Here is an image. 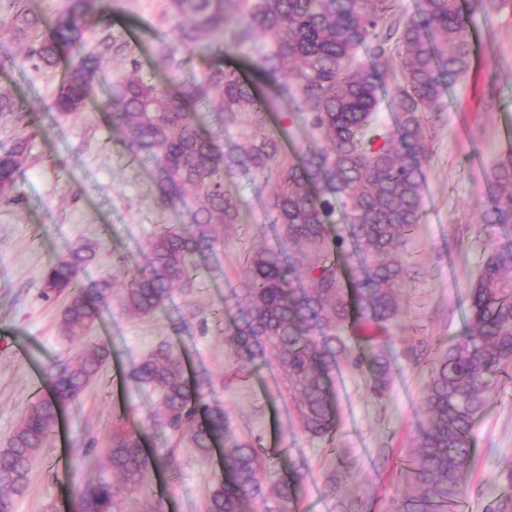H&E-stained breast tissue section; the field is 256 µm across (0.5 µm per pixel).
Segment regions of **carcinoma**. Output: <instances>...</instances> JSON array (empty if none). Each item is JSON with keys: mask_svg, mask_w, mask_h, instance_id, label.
I'll list each match as a JSON object with an SVG mask.
<instances>
[{"mask_svg": "<svg viewBox=\"0 0 512 512\" xmlns=\"http://www.w3.org/2000/svg\"><path fill=\"white\" fill-rule=\"evenodd\" d=\"M13 17L0 29L24 42L36 68L63 66L48 109L69 115L89 105L129 132L133 157L151 163L163 207L192 202L190 223L166 224L148 243L146 263L122 289L119 305L128 315L148 317L164 310L174 287L195 285L199 261L224 242V226L238 223L236 201L224 191L232 170L274 176L278 189L268 203L277 243L246 253V270L236 289V313L224 329L225 342L247 366L273 364L282 375L301 430L312 440L336 435L332 379L340 363L375 373L373 392L388 387L386 352L377 333L401 316L400 286L407 236L419 223L426 184V119L437 112L448 89L472 64L470 18L459 0H419L413 14L397 0H167L178 28V45L161 61L179 70L178 47H207L235 27V47L256 48V65L283 86L312 136L313 145L289 158L283 121H292L276 97H260L231 69L211 67L175 87L161 88L138 75L137 62L113 93L92 99L96 72L110 50V35L96 52H82L84 33L106 25L102 0H63L48 26L12 0ZM402 59L404 81L390 85L384 66ZM395 124L377 122L383 101ZM208 102L224 126H240L248 114L278 112V131L256 122L231 152L223 137L200 118ZM23 102L0 89V117L21 124ZM28 140L19 136L0 148V190L12 189L27 159ZM345 219L336 230V213ZM491 242L483 271L470 287L468 332L434 363L422 394L424 423L412 441L404 477L415 494L403 512H433L463 493L471 463V430L488 395L512 373V148L494 167L492 191L482 215ZM94 256L80 244L45 272V294H66L61 329L67 336L91 335L108 305L112 283L82 284L78 273ZM109 355L90 340L77 361L53 372L54 393L33 401L4 448H0V512L14 504L29 482L34 460L60 412L76 401ZM127 380L158 398L157 426L169 448L149 455L144 433L126 416L113 423L108 445L81 456L82 467L98 473L92 484L73 483V512H127L137 495V512H159L149 478L169 464L181 442L204 456L227 431L224 408L208 399L206 382L190 380L180 355L161 343L137 364ZM224 475L207 489V512H246L258 501L262 512H298L304 474L263 482L262 448L252 440L224 449Z\"/></svg>", "mask_w": 512, "mask_h": 512, "instance_id": "cac0c4a2", "label": "carcinoma"}]
</instances>
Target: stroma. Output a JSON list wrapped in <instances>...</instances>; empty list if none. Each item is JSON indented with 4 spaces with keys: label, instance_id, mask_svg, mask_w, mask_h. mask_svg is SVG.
I'll use <instances>...</instances> for the list:
<instances>
[{
    "label": "stroma",
    "instance_id": "obj_1",
    "mask_svg": "<svg viewBox=\"0 0 512 512\" xmlns=\"http://www.w3.org/2000/svg\"><path fill=\"white\" fill-rule=\"evenodd\" d=\"M103 5L110 33L124 48L102 61L96 96L111 93L134 59L141 76L161 84L223 65L271 92L264 75L245 63L255 54L249 47L223 53L198 48L183 70L162 69L161 45L176 43L165 0H103ZM472 24L473 64L449 89L446 106L428 118L427 184L421 222L406 246L410 273L401 290L403 313L398 326L380 337L390 361V390L376 398L369 375L340 368L334 378L339 427L330 445L309 441L301 431L274 366L233 378L239 360L215 318L235 313L233 290L244 275L247 250L274 243L266 207L274 180L226 174L224 190L239 205V222L225 229L223 244L203 262L196 287L174 290L159 315H127L117 293L143 267L160 226L188 223V212L182 206L160 211L148 167L130 156L128 134L111 118L92 108L69 116L49 110L59 71L35 69L18 41L0 36V86L23 101L29 122L28 158L12 191L0 196V448L31 401L52 392L48 379L35 378L34 370L45 373L74 362L83 345L60 328L64 297L43 296L48 265L88 243L96 256L81 267L79 279L89 283L107 274L114 282V298L93 332L107 343L109 357L97 379L64 410L15 512H68L79 445L105 447L121 415L145 430L148 449L165 447L155 397L126 379L165 341L181 353L188 373L212 380L210 398L229 417L225 443L260 439L268 455L264 475L271 479L286 475L289 462L302 464L299 512H338V501L351 498L362 512H400L410 493L400 467L423 422L428 366L437 350L467 329L468 287L487 246L480 230L483 205L493 166L512 147L502 135L512 120V5L490 15L476 11ZM122 255L129 261L121 266ZM188 306L198 317L183 326L178 315ZM471 441L474 457L464 497L472 512H501L504 503L512 504V378H503L490 396ZM175 468L171 480L151 476L162 494V512H206V487L220 470L219 456L181 447ZM344 470L353 472V479L334 481Z\"/></svg>",
    "mask_w": 512,
    "mask_h": 512
}]
</instances>
